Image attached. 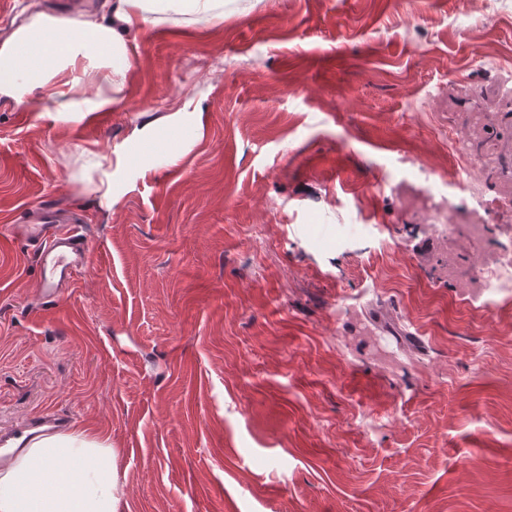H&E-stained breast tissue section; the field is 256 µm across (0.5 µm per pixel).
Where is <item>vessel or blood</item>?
Here are the masks:
<instances>
[{
    "label": "vessel or blood",
    "instance_id": "1",
    "mask_svg": "<svg viewBox=\"0 0 512 512\" xmlns=\"http://www.w3.org/2000/svg\"><path fill=\"white\" fill-rule=\"evenodd\" d=\"M8 230L14 239L38 244L40 279L37 293L42 305L56 304L77 276L87 272L89 248L76 221L55 223L49 211L36 207L26 223L9 225Z\"/></svg>",
    "mask_w": 512,
    "mask_h": 512
}]
</instances>
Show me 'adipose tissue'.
Here are the masks:
<instances>
[{"label": "adipose tissue", "instance_id": "ef3b65f1", "mask_svg": "<svg viewBox=\"0 0 512 512\" xmlns=\"http://www.w3.org/2000/svg\"><path fill=\"white\" fill-rule=\"evenodd\" d=\"M172 6L199 23L224 21V0H104L99 10L70 18L29 11L0 40V96L40 114L112 110L137 71L132 45ZM34 43L43 56L21 58ZM189 121L200 124L201 115L187 99L163 118L134 124L128 138L166 146L176 160L191 147L176 136ZM119 456L109 434L82 424L33 436L0 459V512H118Z\"/></svg>", "mask_w": 512, "mask_h": 512}]
</instances>
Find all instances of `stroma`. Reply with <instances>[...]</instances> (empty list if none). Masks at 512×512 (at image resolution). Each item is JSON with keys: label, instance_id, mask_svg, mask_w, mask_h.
Returning <instances> with one entry per match:
<instances>
[{"label": "stroma", "instance_id": "stroma-1", "mask_svg": "<svg viewBox=\"0 0 512 512\" xmlns=\"http://www.w3.org/2000/svg\"><path fill=\"white\" fill-rule=\"evenodd\" d=\"M133 52L93 118L0 97V429L105 430L119 512H512V301L459 276L497 230L396 195L447 193L453 136L512 196V0H227ZM188 95L176 163L128 141ZM36 206L83 218L92 264L48 308L7 232ZM93 162L91 167L98 169L101 173L99 182L95 185V192L99 194L100 204L108 211L115 208L119 199L112 194V165L119 167L124 164L125 158L114 153L112 159V152L105 154H93Z\"/></svg>", "mask_w": 512, "mask_h": 512}]
</instances>
